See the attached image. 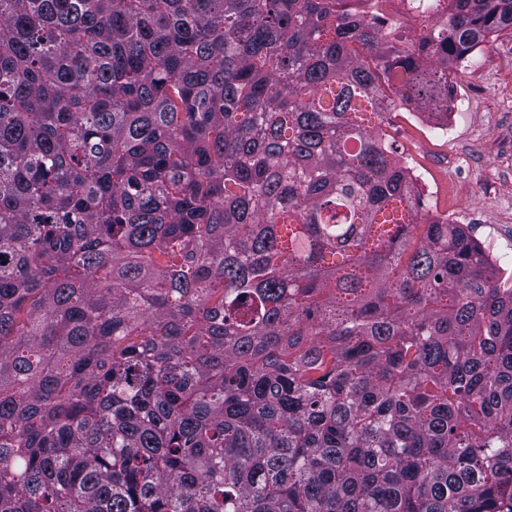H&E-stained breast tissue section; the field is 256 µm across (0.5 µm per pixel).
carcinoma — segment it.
Segmentation results:
<instances>
[{
    "label": "carcinoma",
    "instance_id": "1",
    "mask_svg": "<svg viewBox=\"0 0 512 512\" xmlns=\"http://www.w3.org/2000/svg\"><path fill=\"white\" fill-rule=\"evenodd\" d=\"M0 0V512H512V273L417 222L512 0ZM347 9L359 16H377L388 19L390 14L380 8V1H396L401 5L404 16L420 18L426 14L434 15L439 23L448 19V2L446 0H347ZM425 3L426 9H423Z\"/></svg>",
    "mask_w": 512,
    "mask_h": 512
}]
</instances>
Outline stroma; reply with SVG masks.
I'll use <instances>...</instances> for the list:
<instances>
[{"label": "stroma", "instance_id": "1", "mask_svg": "<svg viewBox=\"0 0 512 512\" xmlns=\"http://www.w3.org/2000/svg\"><path fill=\"white\" fill-rule=\"evenodd\" d=\"M447 125L425 111L391 113L385 128L429 192L420 220L469 225L512 272V32L480 44L454 77Z\"/></svg>", "mask_w": 512, "mask_h": 512}]
</instances>
